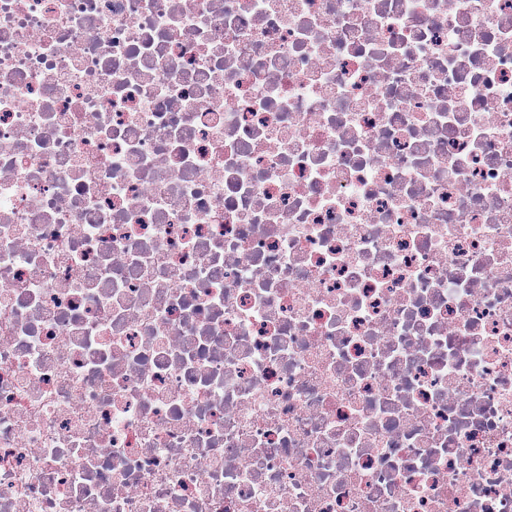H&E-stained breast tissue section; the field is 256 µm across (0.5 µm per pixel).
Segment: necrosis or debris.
Instances as JSON below:
<instances>
[{"label":"necrosis or debris","mask_w":512,"mask_h":512,"mask_svg":"<svg viewBox=\"0 0 512 512\" xmlns=\"http://www.w3.org/2000/svg\"><path fill=\"white\" fill-rule=\"evenodd\" d=\"M0 512H512V0H0Z\"/></svg>","instance_id":"1"}]
</instances>
